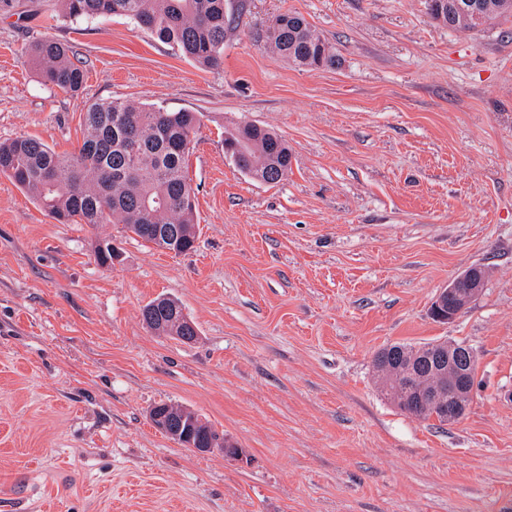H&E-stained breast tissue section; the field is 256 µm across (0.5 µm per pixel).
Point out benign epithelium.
Returning <instances> with one entry per match:
<instances>
[{
    "instance_id": "obj_1",
    "label": "benign epithelium",
    "mask_w": 512,
    "mask_h": 512,
    "mask_svg": "<svg viewBox=\"0 0 512 512\" xmlns=\"http://www.w3.org/2000/svg\"><path fill=\"white\" fill-rule=\"evenodd\" d=\"M452 6L456 12L458 26L476 29L486 20L480 8L471 0H455ZM487 277L486 269L477 267L459 274L439 292L431 308L432 317L438 321L454 320L483 291ZM456 348L455 344L440 342L435 344L431 351V357L440 364L443 380L453 386L455 397L445 400L439 388L417 391L419 398L430 407L440 410L450 424L457 422L464 415L475 385V381L468 372L459 371L450 363V355ZM170 412V406L158 404L150 409L149 418L179 444L193 446V437L197 428L196 417L189 418L184 413L182 419L175 422L170 417ZM214 450L224 452L226 457L243 456L242 449L235 447L224 435L211 430L207 432L204 447L195 449V452L210 453Z\"/></svg>"
}]
</instances>
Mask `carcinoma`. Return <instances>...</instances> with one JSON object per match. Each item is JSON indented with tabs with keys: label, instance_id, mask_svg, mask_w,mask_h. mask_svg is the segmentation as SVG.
<instances>
[{
	"label": "carcinoma",
	"instance_id": "obj_1",
	"mask_svg": "<svg viewBox=\"0 0 512 512\" xmlns=\"http://www.w3.org/2000/svg\"><path fill=\"white\" fill-rule=\"evenodd\" d=\"M491 9L486 24L512 16L497 9L505 0H476ZM227 0H62L65 17L91 20L124 16L204 68L221 65L224 38L234 18ZM265 43L282 58L299 66L336 65L333 47L300 15L285 12L266 26ZM70 47L46 37L29 49V60L42 82L77 93L84 68L73 61ZM199 121L195 112L168 111L132 101H96L84 114V136L78 151L60 155L39 139L20 136L0 142V175L11 178L55 220L63 224H124L143 241L177 255L194 248L197 229L195 190L185 170L192 135ZM237 168L252 179L275 184L288 171V143L273 130L254 124L239 126L224 138ZM97 261L112 265L114 249L106 239L95 246ZM142 320L152 331L196 340L194 322L169 297H157L142 308ZM415 348L392 344L378 351L373 366L384 359L385 371L396 375L383 381L385 394L403 412L427 420L432 411L409 396L419 388L441 384L436 364Z\"/></svg>",
	"mask_w": 512,
	"mask_h": 512
}]
</instances>
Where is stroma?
Returning a JSON list of instances; mask_svg holds the SVG:
<instances>
[{"label": "stroma", "mask_w": 512, "mask_h": 512, "mask_svg": "<svg viewBox=\"0 0 512 512\" xmlns=\"http://www.w3.org/2000/svg\"><path fill=\"white\" fill-rule=\"evenodd\" d=\"M224 61L203 68L123 17L0 0V141L77 151L88 103L199 113L186 173L194 251L122 224H60L0 175V512H500L512 504V17L462 34L428 0H244ZM301 14L335 66L288 63L260 34ZM71 46L75 95L28 49ZM292 154L276 184L224 151L238 124ZM118 252L95 258L97 241ZM489 272L457 318L429 314L467 268ZM178 300L198 336L141 310ZM463 342L471 403L448 425L402 412L380 349ZM167 402L242 448L175 443ZM175 307L179 311H176ZM141 314L145 325L155 333L178 336L181 340L183 336H191L187 342L182 340L186 343L195 341L198 336L194 322L188 319L178 302L172 298H155L142 308Z\"/></svg>", "instance_id": "35a3bbf8"}]
</instances>
